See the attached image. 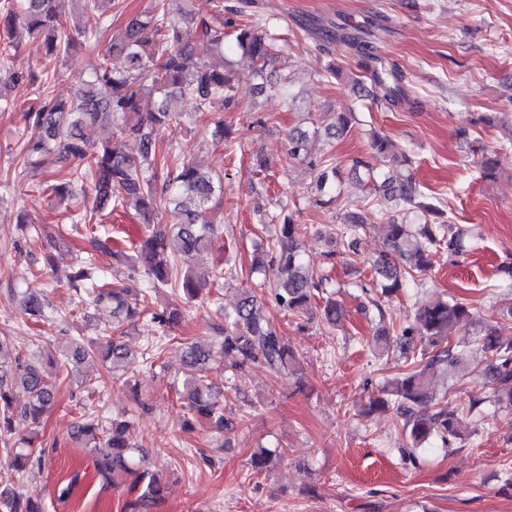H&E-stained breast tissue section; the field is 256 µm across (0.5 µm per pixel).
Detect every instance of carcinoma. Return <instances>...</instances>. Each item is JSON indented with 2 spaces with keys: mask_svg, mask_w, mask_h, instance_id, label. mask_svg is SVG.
Returning a JSON list of instances; mask_svg holds the SVG:
<instances>
[{
  "mask_svg": "<svg viewBox=\"0 0 512 512\" xmlns=\"http://www.w3.org/2000/svg\"><path fill=\"white\" fill-rule=\"evenodd\" d=\"M184 2V19L195 25L196 38H184L177 22L168 15L165 0H153L149 10L129 18L124 30L112 37L99 66L89 77L78 79L72 95L58 99L49 95L42 75L54 69L59 60L73 56L76 49L74 40L60 33L64 28L65 0H4L0 8L6 12L4 20L10 38H16L17 31L22 29L42 40L41 72L19 75L6 70L0 78L24 80L35 87L34 104L27 110V134L22 148L27 163L56 167L72 159L83 162L82 168H75L44 187L48 195L66 203L72 225L58 228L42 247L55 249L66 242L68 231H78V223L87 218L86 201L91 193L99 211L108 207L133 209L143 216L146 234L131 262L132 267L143 268L147 288L160 290L178 285L185 299L191 301L207 288L216 293L223 288L224 269L202 274L188 269L180 274L176 261L180 256L199 254L213 246L212 213L224 187L220 177L203 173L189 162L171 164L166 158L160 159L156 131L178 120V104L187 100L194 102L199 112H222L237 107L235 84L243 74L259 80L257 90L261 93L269 90L288 99L290 104L294 97L285 86L268 81L266 76V67L275 52L276 37L271 31L280 26L279 21L265 17L252 25L235 27L233 16L245 13L252 7V0H238L233 6L224 4V0ZM83 3L86 8L75 16L74 29L91 39L104 27L103 6L112 0ZM231 27L235 28V35L230 48L243 59L239 71H228L212 63L213 57H224L225 37ZM369 36L368 30L352 35L337 29L325 30L326 42L359 49L360 69L383 91L386 104L395 105L407 98L402 76L395 65L388 66L371 53ZM117 55L126 57L127 68L112 67V58ZM109 118L120 122L121 132L138 142L139 157L116 152L104 142L94 144L92 135L99 122ZM352 119L351 112L309 116L311 127L297 128L288 134L285 154L288 161L314 171L317 203L321 207L329 208L339 202L338 180L346 163L354 174L367 176L375 195L399 207V214L385 224V250L373 263L371 280L362 288L377 311L380 326L376 335L385 337V349H390L392 342L405 355L415 351L419 343L424 349L420 357L404 366L386 388L369 400L363 414L368 417L392 406L403 418L404 433L413 447L433 439L449 447L465 440L467 428L447 405L436 401L433 378L437 369L453 372L462 363L461 354L449 338L458 325L476 322L478 310L454 298H439L418 307L391 339L382 326L383 303L403 292L407 274L428 269L435 249L444 248L459 255L467 251V242L463 231L453 229L445 211L425 200L412 175V154L390 138L375 135L367 153L346 162L332 152L320 157L312 154L314 138L322 135L329 141L336 139L344 134ZM478 164L482 178L495 177L496 153L482 154ZM169 207L177 221L169 227L154 224V219ZM275 218L272 243L262 250V259L255 266V271L260 272L269 264L279 273L269 296L279 308L302 321L318 319L329 327L337 326L344 318V310L335 299L330 297L314 305L323 279L310 272L298 250L301 225L295 223L293 213L285 205ZM340 220L339 236L346 248L327 252L330 261L343 260L355 250L368 226L367 211L359 204L345 206ZM87 235L85 256L70 276L68 287L77 295L85 288L98 289L93 305L111 309L112 328L116 330L143 316V310L130 299V289L114 288L101 276L98 255L112 253L110 239L90 231ZM263 301L264 296L247 290L232 311L225 312L220 299H213L216 310L224 312V325L216 327L220 334L218 346L194 342L183 350L182 364L196 371L186 382V426L206 421L218 433L228 428L224 403L212 395L203 379V373L219 352L236 358L234 367L239 372L258 365L276 375L297 373V361L286 338L271 325L262 323ZM22 302L26 314L36 321L54 313L44 295L26 293ZM181 318L178 308L152 314L153 322L161 327L176 324ZM107 332L103 329L102 335L88 345L72 344L60 353V358L48 361L46 368L13 345L9 337L0 336V449L18 479L44 463L46 450L36 453L32 450L33 440L15 439V422L39 421L55 400L57 381L63 372L94 355L109 363L112 382L130 383L126 373L132 364L131 353ZM473 344L484 355L482 374L488 393L473 396L468 413H477L474 425L483 428L489 424L488 415L481 410L485 402L512 409V334L505 333L503 326L484 325ZM17 387L29 394L22 405L14 398ZM82 418L77 434L85 438L92 452L93 469L102 487L109 485L111 472L123 470L131 477L126 512H150L164 499L166 483L158 474L141 468L145 455L131 438V422L113 419L103 425L95 411H86ZM101 446L111 452L97 453ZM279 458L277 450L264 447L252 459L253 470L266 469ZM0 512H43V507L18 491L5 488L0 490Z\"/></svg>",
  "mask_w": 512,
  "mask_h": 512,
  "instance_id": "obj_1",
  "label": "carcinoma"
}]
</instances>
